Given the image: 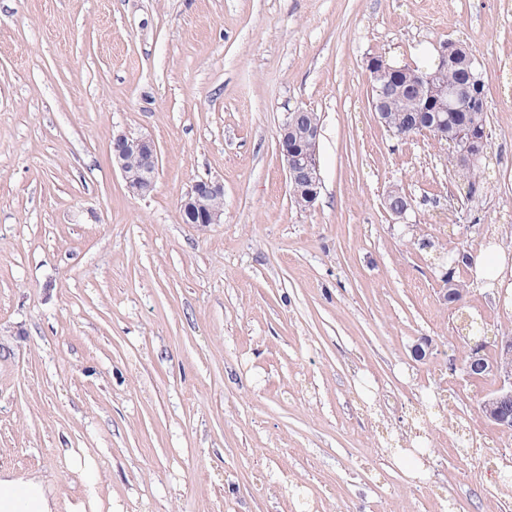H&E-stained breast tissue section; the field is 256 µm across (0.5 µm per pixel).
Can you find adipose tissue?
Listing matches in <instances>:
<instances>
[{
    "label": "adipose tissue",
    "instance_id": "adipose-tissue-1",
    "mask_svg": "<svg viewBox=\"0 0 512 512\" xmlns=\"http://www.w3.org/2000/svg\"><path fill=\"white\" fill-rule=\"evenodd\" d=\"M63 459L77 474L85 488L84 494L65 503H58L53 485L37 473L19 474L0 471V512H104L106 504L99 494L101 470L95 460L83 450L66 449Z\"/></svg>",
    "mask_w": 512,
    "mask_h": 512
}]
</instances>
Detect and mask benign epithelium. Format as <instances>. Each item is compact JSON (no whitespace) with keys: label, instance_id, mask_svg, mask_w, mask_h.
<instances>
[{"label":"benign epithelium","instance_id":"benign-epithelium-1","mask_svg":"<svg viewBox=\"0 0 512 512\" xmlns=\"http://www.w3.org/2000/svg\"><path fill=\"white\" fill-rule=\"evenodd\" d=\"M440 68L454 63L469 64L470 53L463 45L445 41L437 49ZM366 69L371 79L402 73L413 86L422 106L420 112L435 107L447 111L448 103L465 102L485 108L476 83L457 84L449 89L434 83V76L416 73L411 69L399 70L387 64L386 60L374 56L367 60ZM302 109L298 108L285 115L279 127L278 148L286 167L289 192L300 195L312 206L321 194L323 181L318 161V147L321 122L312 118L302 121ZM452 138L458 146L459 162L469 166L486 150V137L474 136L466 129L456 131ZM112 162L119 168L130 192L146 197L155 187L159 170V154L153 139L144 135L127 133L116 135L112 140ZM182 213L192 224H220L224 215V187L212 180H198L190 186L181 202ZM497 387L494 394L486 399L482 409L494 406L491 417L505 430L512 429V367L498 366L494 370Z\"/></svg>","mask_w":512,"mask_h":512}]
</instances>
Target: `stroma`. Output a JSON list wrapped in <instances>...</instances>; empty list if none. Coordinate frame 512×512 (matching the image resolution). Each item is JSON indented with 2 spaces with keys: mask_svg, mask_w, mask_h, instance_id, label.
<instances>
[{
  "mask_svg": "<svg viewBox=\"0 0 512 512\" xmlns=\"http://www.w3.org/2000/svg\"><path fill=\"white\" fill-rule=\"evenodd\" d=\"M446 40L488 102L471 200L444 146L372 108L369 57L422 67ZM299 107L322 122L303 209L277 146ZM121 132L160 150L148 197ZM200 179L223 223L183 222ZM488 248L512 261V0H0L1 469L73 498L62 451L86 449L112 512H512V431L460 329L512 331V291L452 265ZM136 163L131 166V160ZM112 162L119 168L130 192L146 197L155 187L159 170V154L153 139L144 135L127 133L112 140Z\"/></svg>",
  "mask_w": 512,
  "mask_h": 512,
  "instance_id": "35a3bbf8",
  "label": "stroma"
}]
</instances>
